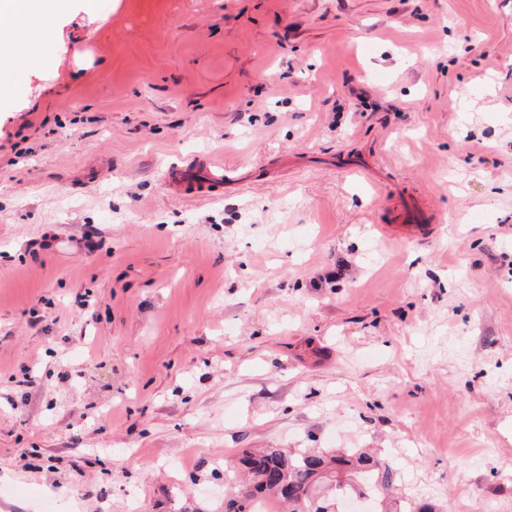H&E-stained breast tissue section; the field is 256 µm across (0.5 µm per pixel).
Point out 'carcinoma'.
<instances>
[{"mask_svg":"<svg viewBox=\"0 0 512 512\" xmlns=\"http://www.w3.org/2000/svg\"><path fill=\"white\" fill-rule=\"evenodd\" d=\"M235 464L248 473L247 479L231 477L224 466V512H258V503L276 495L293 505L292 512H331L329 494L344 492L363 483L371 495L387 498L397 480L391 464L377 454L359 449L334 454L308 452L292 455L282 448L239 452Z\"/></svg>","mask_w":512,"mask_h":512,"instance_id":"cac0c4a2","label":"carcinoma"}]
</instances>
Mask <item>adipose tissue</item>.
I'll list each match as a JSON object with an SVG mask.
<instances>
[{
  "mask_svg": "<svg viewBox=\"0 0 512 512\" xmlns=\"http://www.w3.org/2000/svg\"><path fill=\"white\" fill-rule=\"evenodd\" d=\"M71 8V0H0V89L9 85L17 65L7 48L22 37L33 17H61Z\"/></svg>",
  "mask_w": 512,
  "mask_h": 512,
  "instance_id": "adipose-tissue-1",
  "label": "adipose tissue"
}]
</instances>
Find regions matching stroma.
Masks as SVG:
<instances>
[{
  "label": "stroma",
  "instance_id": "obj_1",
  "mask_svg": "<svg viewBox=\"0 0 512 512\" xmlns=\"http://www.w3.org/2000/svg\"><path fill=\"white\" fill-rule=\"evenodd\" d=\"M19 52L0 512H224L243 448L512 512V0H89ZM206 172V179L199 181L191 173L179 169L171 173L172 186L185 195H204L215 187L224 185V165L212 159H203L201 162ZM430 221L431 216L427 211L416 203L409 202L408 206L394 217V222L397 224L380 225V230L385 234H391L398 229H406L415 236H418L425 234L429 230L430 224L427 223Z\"/></svg>",
  "mask_w": 512,
  "mask_h": 512
}]
</instances>
